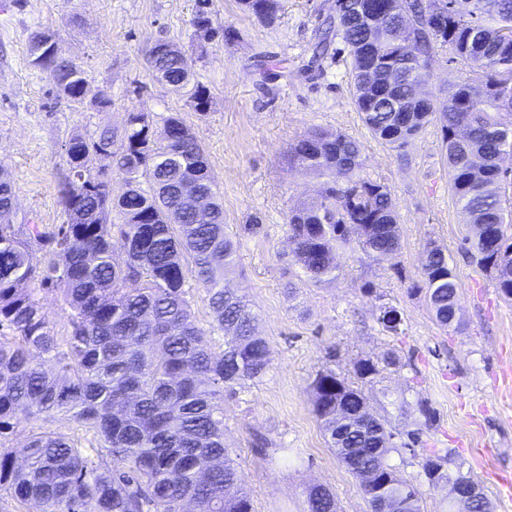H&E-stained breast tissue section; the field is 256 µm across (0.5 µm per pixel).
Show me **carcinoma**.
Listing matches in <instances>:
<instances>
[{
    "label": "carcinoma",
    "mask_w": 512,
    "mask_h": 512,
    "mask_svg": "<svg viewBox=\"0 0 512 512\" xmlns=\"http://www.w3.org/2000/svg\"><path fill=\"white\" fill-rule=\"evenodd\" d=\"M257 17L275 18L277 0H240ZM402 5L413 19L403 31L384 13L366 26L336 9V37L348 49L362 122L399 151L433 117L427 90L435 48L449 46L461 80L440 106L450 188L474 227L473 257L499 267L496 287L512 300V212L502 205L504 158H512V0H457L470 10L437 8V0H378ZM173 89L192 64L182 53L150 60ZM72 102L89 94L75 64L49 70ZM191 106L205 115L207 88L193 84ZM124 136L104 129L66 144L68 179L60 189L66 222L11 224L15 192L0 169V498L39 512H252L241 474L225 457L224 388L262 377L270 364L265 339L244 296L230 287L237 242L226 232L224 206L197 137L177 113L129 112ZM108 159L124 182L89 168ZM291 168L322 179L320 204L289 212L294 259L309 279L336 278L337 250L356 243L388 256L400 247L396 204L388 187L362 174L361 145L313 129L289 146ZM122 241L125 258L112 254ZM208 297L211 327L196 320L189 281ZM37 287L32 288L30 284ZM436 321L453 320L458 284L443 250L425 255L423 285ZM52 294L67 313L60 331L43 313ZM223 332L215 353L211 333ZM313 412L328 447L360 478L377 512L383 504L420 512V492L387 463L392 434L367 408L365 395L336 372L311 384ZM58 417L85 443L33 423ZM31 425L24 459L8 435ZM450 456L422 457L430 485L470 474L449 471ZM308 512H336L332 490L309 488Z\"/></svg>",
    "instance_id": "cac0c4a2"
}]
</instances>
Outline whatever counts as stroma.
Returning <instances> with one entry per match:
<instances>
[{
	"label": "stroma",
	"mask_w": 512,
	"mask_h": 512,
	"mask_svg": "<svg viewBox=\"0 0 512 512\" xmlns=\"http://www.w3.org/2000/svg\"><path fill=\"white\" fill-rule=\"evenodd\" d=\"M335 0H279L265 21L239 0H0V168L16 194L17 224H59L58 190L69 174L65 145L121 130L129 112L180 113L204 146L238 238L231 287L246 296L270 365L257 380L224 393V444L245 479L252 512H307L306 491L322 484L338 512H371L361 482L336 458L316 418L311 383L324 370L361 387L369 411L396 443L389 464L418 485L422 512H443L446 486H429L420 461L450 452L453 464L485 490L493 512H512L497 494L512 477V302L492 273L463 248L472 235L455 203L439 121L403 152L375 139L354 106L350 57L341 40L315 68L311 48ZM209 30L194 25L199 10ZM51 34L60 54L83 70L106 107L76 104L57 93L48 72L28 56L31 36ZM176 44L192 61L193 79L210 99L198 113L153 73L156 42ZM314 128L341 132L362 148L364 176L386 185L397 205L400 247L378 257L358 245L339 250L336 278L309 280L293 262L287 215L319 197V180L291 170L288 148ZM258 222V234L242 225ZM440 246L458 282L461 328L436 322L423 295L424 247ZM395 307L398 332L378 321ZM395 353L396 365L386 364ZM377 374L360 381L358 361ZM433 421H425L421 406ZM421 434L416 449L408 431ZM265 438V451L254 443Z\"/></svg>",
	"instance_id": "obj_1"
}]
</instances>
